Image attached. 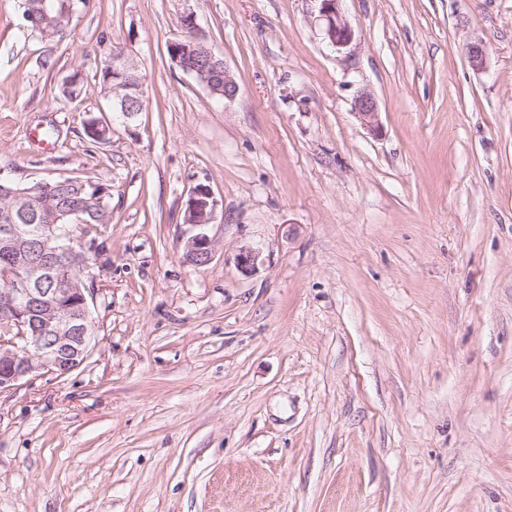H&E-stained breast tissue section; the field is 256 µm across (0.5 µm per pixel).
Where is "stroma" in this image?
Segmentation results:
<instances>
[{"instance_id":"1","label":"stroma","mask_w":512,"mask_h":512,"mask_svg":"<svg viewBox=\"0 0 512 512\" xmlns=\"http://www.w3.org/2000/svg\"><path fill=\"white\" fill-rule=\"evenodd\" d=\"M318 7L89 0L50 54L0 0V170L112 208L89 357L0 392V512H512V0H342L340 51ZM187 12L233 100L171 63ZM114 48L144 75L129 118L99 82ZM200 184L215 253L190 267ZM355 111L361 125L373 135L382 132L379 105L374 94L363 89L355 100Z\"/></svg>"}]
</instances>
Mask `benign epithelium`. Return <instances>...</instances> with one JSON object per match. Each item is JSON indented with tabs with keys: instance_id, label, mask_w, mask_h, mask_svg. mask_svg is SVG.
I'll use <instances>...</instances> for the list:
<instances>
[{
	"instance_id": "1",
	"label": "benign epithelium",
	"mask_w": 512,
	"mask_h": 512,
	"mask_svg": "<svg viewBox=\"0 0 512 512\" xmlns=\"http://www.w3.org/2000/svg\"><path fill=\"white\" fill-rule=\"evenodd\" d=\"M318 20L328 46L335 50L348 47L354 31L343 15L342 0H318ZM183 29L192 31L194 40L188 44L181 38L169 42L171 62L181 64L184 55L196 52L208 60L199 72L203 79H224V99L231 101L238 86L224 61L198 32L193 13L182 16ZM472 66L483 67L486 45L478 40L466 47ZM101 68L119 77V90H132L136 97L144 95L141 79L128 77L134 65L122 52H114L102 61ZM355 111L361 125L370 133L382 132L379 105L374 94L366 89L355 100ZM0 198L9 205L0 213V252L11 257V263L0 269V390L9 389L21 379L47 370L60 376L78 369L86 360L95 340L96 324L80 274L89 266L92 243L81 211L61 209L48 224H37L29 202V191L3 186ZM218 201L211 189L200 185L191 192L186 208L194 218L186 223L197 229L186 242L183 260L191 266L208 264L215 252V243L204 231L216 213ZM236 264L244 273L256 271L262 264V252L243 246L236 254Z\"/></svg>"
}]
</instances>
